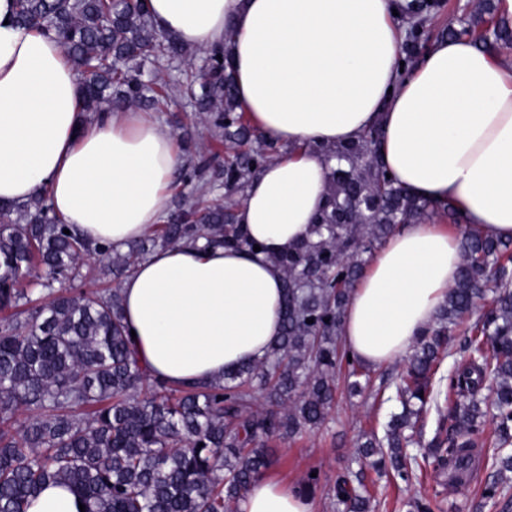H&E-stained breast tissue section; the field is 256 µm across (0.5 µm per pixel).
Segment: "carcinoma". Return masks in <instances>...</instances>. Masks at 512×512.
<instances>
[{
  "label": "carcinoma",
  "instance_id": "1",
  "mask_svg": "<svg viewBox=\"0 0 512 512\" xmlns=\"http://www.w3.org/2000/svg\"><path fill=\"white\" fill-rule=\"evenodd\" d=\"M18 21L54 32L81 75L82 112L105 107H161L169 83L143 79V65L160 57L183 59L187 48L160 35L142 0H15ZM439 0H421L409 18L404 67L420 52L421 29ZM477 40L491 51L512 46L500 22ZM212 49L207 65L179 79L192 92L201 122L224 131L235 151L226 165L203 153L181 170L185 183L224 180L222 205L178 202L159 239L125 253L70 232L51 214L47 198L0 205V512H26L49 482L63 483L85 512H232L253 480L274 463L267 443L292 439L322 425L336 398L340 375L353 389L370 381L349 359L342 318L351 289L374 251L402 224L459 213L421 199L381 161L377 128L321 152L336 159L324 207L313 224L318 240L275 257L284 273L282 332L260 360L224 372V381L175 387L151 377L130 346L120 292L95 283L121 279L160 244L204 238L226 247H251L237 211L247 182L278 154L238 110L235 82ZM96 255V274L84 258ZM497 273L486 299L482 273ZM466 325L463 359L433 383L448 339ZM259 387L267 405L257 403ZM493 393L491 466L512 472V241L466 236L459 275L436 323L398 374L401 412L387 423L386 442L371 436L355 460L380 475L409 480L428 465L460 482L484 447V387ZM448 402L450 428L430 454L417 457L419 417L439 399ZM26 413L24 419L18 412ZM332 496L342 512H372L359 472L337 480Z\"/></svg>",
  "mask_w": 512,
  "mask_h": 512
}]
</instances>
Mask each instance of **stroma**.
<instances>
[{
    "label": "stroma",
    "mask_w": 512,
    "mask_h": 512,
    "mask_svg": "<svg viewBox=\"0 0 512 512\" xmlns=\"http://www.w3.org/2000/svg\"><path fill=\"white\" fill-rule=\"evenodd\" d=\"M482 3L483 0H441L440 9L421 37L423 46L456 35L466 20L482 24L489 21ZM401 368L397 362L373 369V385L364 395L351 397L345 389H338L336 403L318 429L291 440L272 441L275 462L267 472L268 477L288 486L302 482L308 474H316L317 482L311 492L315 512H336L328 490L350 462L360 433L381 430L395 411L390 383ZM494 474L483 457L476 461L474 478L465 486L454 485L447 475L430 471L407 483L377 480L371 492L377 502L376 512H410L411 503L421 499L429 502L432 512H508L507 507L512 504V473L504 479L499 497L481 496L485 483Z\"/></svg>",
    "instance_id": "35a3bbf8"
}]
</instances>
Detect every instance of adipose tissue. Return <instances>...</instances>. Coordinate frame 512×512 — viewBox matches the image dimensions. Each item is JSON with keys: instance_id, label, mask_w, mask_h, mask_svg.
<instances>
[{"instance_id": "ef3b65f1", "label": "adipose tissue", "mask_w": 512, "mask_h": 512, "mask_svg": "<svg viewBox=\"0 0 512 512\" xmlns=\"http://www.w3.org/2000/svg\"><path fill=\"white\" fill-rule=\"evenodd\" d=\"M410 0H145L159 31L226 50L239 107L280 155L250 179L238 223L258 251L156 250L120 285L124 323L148 374L174 385L221 381L280 336L278 255L314 238L328 167L323 148L382 132L389 172L425 200L451 203L468 232L512 239V65L467 36L435 41L400 68ZM80 76L51 33L19 25L0 0V203L43 192L58 219L122 249L158 233L180 164L153 113L84 118ZM457 235L406 224L372 255L345 307L346 347L367 366L408 355L455 283ZM233 512H314L271 478Z\"/></svg>"}]
</instances>
